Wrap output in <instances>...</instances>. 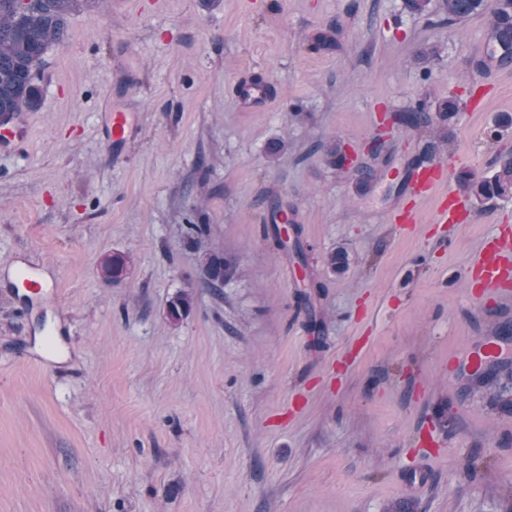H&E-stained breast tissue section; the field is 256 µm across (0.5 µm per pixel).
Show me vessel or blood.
I'll return each mask as SVG.
<instances>
[{"label": "vessel or blood", "mask_w": 512, "mask_h": 512, "mask_svg": "<svg viewBox=\"0 0 512 512\" xmlns=\"http://www.w3.org/2000/svg\"><path fill=\"white\" fill-rule=\"evenodd\" d=\"M240 103L259 112L265 107L266 93L262 86L246 84L237 92ZM137 120L133 112L115 106L109 109L102 124L104 137L113 148H121L137 133ZM447 171L443 164L419 166L407 174L412 205L403 207L398 215L405 224L417 223L419 211L416 201L438 197L437 217L442 224H458L467 217L466 204L457 192L446 190ZM472 287L490 294H507L512 290V232L503 231L485 240L468 270Z\"/></svg>", "instance_id": "obj_1"}]
</instances>
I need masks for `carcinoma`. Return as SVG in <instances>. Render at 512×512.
<instances>
[{
	"label": "carcinoma",
	"instance_id": "obj_1",
	"mask_svg": "<svg viewBox=\"0 0 512 512\" xmlns=\"http://www.w3.org/2000/svg\"><path fill=\"white\" fill-rule=\"evenodd\" d=\"M95 0H37L29 10L20 7L19 0H0V116L10 117L20 112H35L41 104V89L35 73L44 55L53 44L64 42L68 36L67 19L74 13L89 10ZM440 11L448 22H462L469 17L490 12V40L503 51L491 54L499 65L512 63V0H502L492 9L486 0H441ZM454 97L434 103L418 100L400 114L402 125L411 128L427 127L432 123V112L457 111ZM313 150L320 151L329 163L344 167L347 156L338 141L317 143ZM461 187L476 206L492 198L512 195V153L501 156L492 174L475 181L468 174L460 177ZM207 231L205 219L192 211L186 217V241L198 253L207 287L219 293L231 272L224 257L202 245L201 237ZM132 259L129 256L106 255L101 260L104 277L118 278L127 271ZM193 293L182 291L169 303L168 316L177 322L189 311ZM503 372L512 375L509 364H492L471 374V382L479 386L493 384Z\"/></svg>",
	"mask_w": 512,
	"mask_h": 512
}]
</instances>
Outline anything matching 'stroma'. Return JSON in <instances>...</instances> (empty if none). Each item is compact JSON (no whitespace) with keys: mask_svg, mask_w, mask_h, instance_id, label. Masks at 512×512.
Here are the masks:
<instances>
[{"mask_svg":"<svg viewBox=\"0 0 512 512\" xmlns=\"http://www.w3.org/2000/svg\"><path fill=\"white\" fill-rule=\"evenodd\" d=\"M68 31L23 141L0 146V512H512V381L467 380L470 354L512 321V300L467 280L483 239L512 229V197L460 224L432 202L395 221L411 166L447 164L455 189L512 151V130L488 135L512 117V65L476 69L486 17L451 24L404 0H99ZM432 44L425 80L415 58ZM255 75L261 112L235 96ZM484 77L483 111L393 131L369 185L310 150L362 154L381 112L466 100ZM115 100L139 127L120 151L99 132ZM273 199L303 257L265 234ZM193 209L232 267L219 295L185 240ZM106 254L131 255V273L103 278Z\"/></svg>","mask_w":512,"mask_h":512,"instance_id":"1","label":"stroma"}]
</instances>
